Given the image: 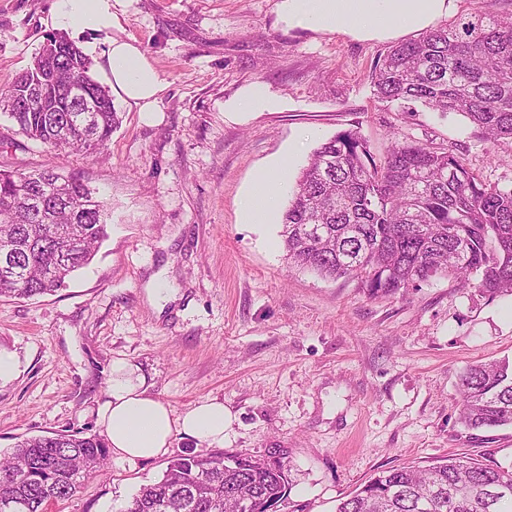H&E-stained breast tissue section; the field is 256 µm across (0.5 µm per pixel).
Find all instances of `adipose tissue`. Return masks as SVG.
Here are the masks:
<instances>
[{
	"instance_id": "ef3b65f1",
	"label": "adipose tissue",
	"mask_w": 512,
	"mask_h": 512,
	"mask_svg": "<svg viewBox=\"0 0 512 512\" xmlns=\"http://www.w3.org/2000/svg\"><path fill=\"white\" fill-rule=\"evenodd\" d=\"M456 0H279L278 21L285 28L316 33H342L357 40L392 39L430 29L448 16ZM53 28L81 33L107 32L106 51L96 43L84 45L86 55L104 54L103 76L110 88L142 112L157 109L165 83L134 42L112 36L119 24L112 0H56L50 13ZM280 96L254 83L225 100L228 113L278 112ZM288 162L259 175L254 189L242 202L243 218L251 224L268 223L276 214L288 185ZM97 424L116 459H151L168 452L174 434L201 443L223 445L226 413L222 401L209 399L174 414L154 395L138 366L126 360L112 364L106 401L96 411Z\"/></svg>"
}]
</instances>
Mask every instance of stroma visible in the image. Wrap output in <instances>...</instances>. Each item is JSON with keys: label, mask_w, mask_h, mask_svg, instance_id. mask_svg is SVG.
<instances>
[{"label": "stroma", "mask_w": 512, "mask_h": 512, "mask_svg": "<svg viewBox=\"0 0 512 512\" xmlns=\"http://www.w3.org/2000/svg\"><path fill=\"white\" fill-rule=\"evenodd\" d=\"M55 0H0V84L29 67ZM278 0H121L114 36L135 39L164 80L158 109L115 103L122 122L93 154H55L0 113V171L46 164L103 201L108 237L52 295L0 300V449L62 429L98 433L114 360L139 365L174 414L207 399L230 412L224 449H284L291 489L268 512H335L381 470L441 457L512 461V426L459 421V378L512 361V295L434 279L371 298L350 280L288 267L281 224L244 223L254 179L361 126L373 154L392 133L448 147L491 184L512 185V140L489 143L462 115L386 109L370 74L386 41L285 29ZM259 82L282 112L232 117L224 101ZM170 294H150L156 280ZM175 436L167 455L108 458L52 512H122L171 458L209 455Z\"/></svg>", "instance_id": "stroma-1"}]
</instances>
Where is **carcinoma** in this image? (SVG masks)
<instances>
[{
  "label": "carcinoma",
  "mask_w": 512,
  "mask_h": 512,
  "mask_svg": "<svg viewBox=\"0 0 512 512\" xmlns=\"http://www.w3.org/2000/svg\"><path fill=\"white\" fill-rule=\"evenodd\" d=\"M55 68L30 66L0 87V111L28 139L55 151L93 153L121 123L91 62L63 33ZM75 80L102 96L105 108L86 126L68 111ZM32 84L42 90L28 111L15 112ZM374 94L431 112H458L493 141L512 139V16L472 13L453 26L392 47L371 73ZM59 184L70 204H49L48 222L29 224L22 198ZM108 213L82 182L53 167L0 172V299L33 298L67 286L107 236ZM285 260L326 279L346 278L370 298L452 276L490 296L512 293V186L490 184L444 147L408 138L390 141L375 159L353 126L311 154L282 214ZM461 422L470 429L512 425V363L467 367L460 376ZM180 455L121 512H245L253 498L287 499L289 466L273 448L263 456ZM107 460L94 434L64 429L0 451V504L11 512H47L72 497L81 478ZM336 512H512V463L454 459L383 471L341 501Z\"/></svg>",
  "instance_id": "cac0c4a2"
}]
</instances>
